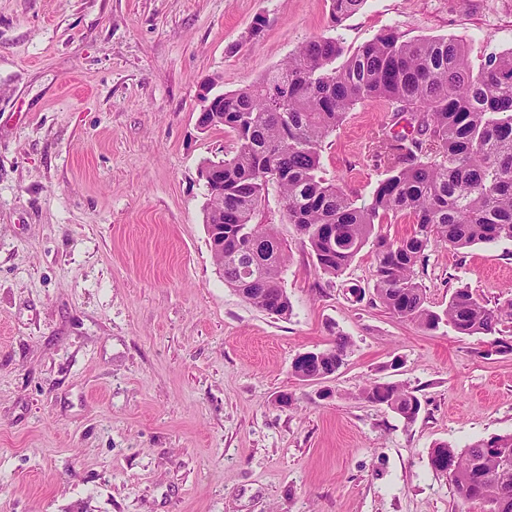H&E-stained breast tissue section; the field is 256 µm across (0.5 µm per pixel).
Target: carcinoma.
<instances>
[{
  "mask_svg": "<svg viewBox=\"0 0 512 512\" xmlns=\"http://www.w3.org/2000/svg\"><path fill=\"white\" fill-rule=\"evenodd\" d=\"M364 0H331L338 23ZM343 47L335 37L312 39L257 82L213 94L204 120L234 134V156L206 183V226L224 225V247L212 248L224 283L251 304L284 317L291 310L282 279L288 255L273 228L255 221L270 189L329 276L341 273L375 237L374 292L393 315L460 336L498 334L496 352L512 353V301L490 307L467 288L433 311L415 267L430 243L456 249L512 241V50L474 68L463 46L448 38L405 40L389 29L335 66ZM383 99L399 109L412 132L382 133L379 152L388 176L362 204L321 176L320 147L356 105ZM224 117V121L216 117ZM416 228L405 238L374 235L398 216ZM348 340L293 364L303 380H324L344 363ZM365 400L414 422L421 402L393 382H372ZM512 433L478 440L462 451L443 444L429 452L431 467L449 476L460 499L487 512H512Z\"/></svg>",
  "mask_w": 512,
  "mask_h": 512,
  "instance_id": "cac0c4a2",
  "label": "carcinoma"
}]
</instances>
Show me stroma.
I'll list each match as a JSON object with an SVG mask.
<instances>
[{
	"label": "stroma",
	"instance_id": "35a3bbf8",
	"mask_svg": "<svg viewBox=\"0 0 512 512\" xmlns=\"http://www.w3.org/2000/svg\"><path fill=\"white\" fill-rule=\"evenodd\" d=\"M448 37L472 66L512 49V0H0V512H484L429 452L512 433V353L430 332L373 294L374 246L333 278L277 195L258 220L289 256L281 318L224 283L205 224L200 84L258 81L301 44L354 53L388 28ZM367 101L321 144L322 175L369 199L388 175ZM431 309L469 288L512 300V241L434 242ZM349 338L342 367L303 381L304 353ZM421 401L414 422L370 382ZM291 405L279 402L281 395ZM365 400L386 405L406 422H414L421 410L419 398L393 382H372L362 390Z\"/></svg>",
	"mask_w": 512,
	"mask_h": 512
}]
</instances>
